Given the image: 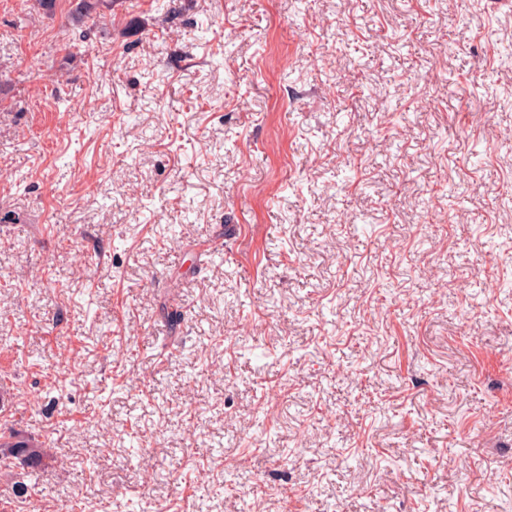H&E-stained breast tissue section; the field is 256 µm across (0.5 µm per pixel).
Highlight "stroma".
<instances>
[{
    "label": "stroma",
    "mask_w": 512,
    "mask_h": 512,
    "mask_svg": "<svg viewBox=\"0 0 512 512\" xmlns=\"http://www.w3.org/2000/svg\"><path fill=\"white\" fill-rule=\"evenodd\" d=\"M33 3L0 512H512V0ZM71 17L76 22L94 20L101 7L111 8L112 0H73ZM41 446L26 440L2 441L0 438V454L5 459L16 460L22 467H34L42 460Z\"/></svg>",
    "instance_id": "stroma-1"
}]
</instances>
